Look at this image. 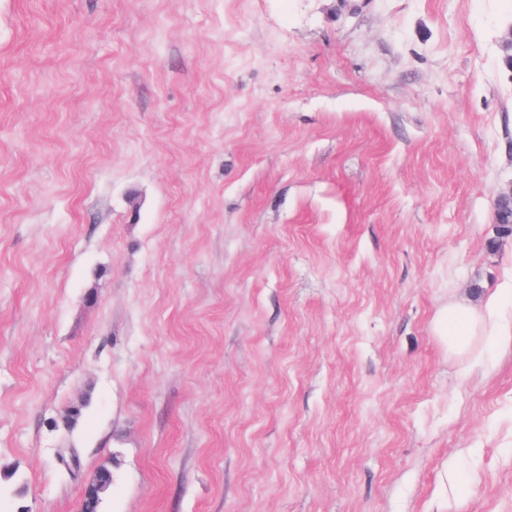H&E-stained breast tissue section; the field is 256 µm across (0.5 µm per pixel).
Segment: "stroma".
<instances>
[{"label":"stroma","instance_id":"1","mask_svg":"<svg viewBox=\"0 0 512 512\" xmlns=\"http://www.w3.org/2000/svg\"><path fill=\"white\" fill-rule=\"evenodd\" d=\"M511 26L0 0V512H512ZM499 298L491 296L483 313L457 306H448L440 317V335L448 351L467 357L472 364L481 360L480 344L494 339L500 345L512 347V326L501 324L495 317ZM95 478V487L83 496L81 512H100L102 497L112 487V470L108 467H102L96 473Z\"/></svg>","mask_w":512,"mask_h":512}]
</instances>
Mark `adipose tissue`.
<instances>
[{
  "mask_svg": "<svg viewBox=\"0 0 512 512\" xmlns=\"http://www.w3.org/2000/svg\"><path fill=\"white\" fill-rule=\"evenodd\" d=\"M498 301V296H491L481 313L457 306L442 313L440 334L449 352L467 357L476 365L481 360L480 345L484 340L493 339L512 347V326L501 324L495 316Z\"/></svg>",
  "mask_w": 512,
  "mask_h": 512,
  "instance_id": "1",
  "label": "adipose tissue"
}]
</instances>
